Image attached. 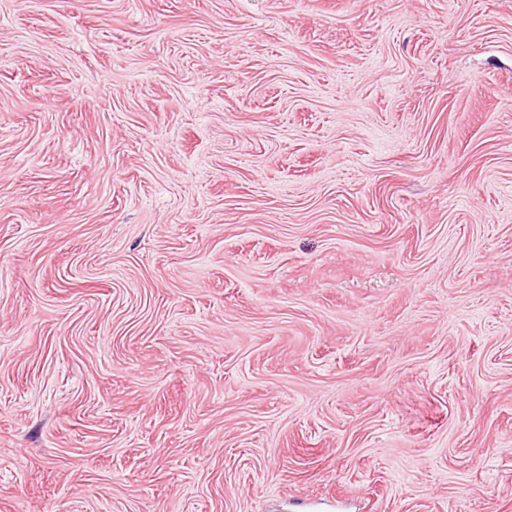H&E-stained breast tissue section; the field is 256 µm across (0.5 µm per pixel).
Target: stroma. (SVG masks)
<instances>
[{
	"instance_id": "35a3bbf8",
	"label": "stroma",
	"mask_w": 512,
	"mask_h": 512,
	"mask_svg": "<svg viewBox=\"0 0 512 512\" xmlns=\"http://www.w3.org/2000/svg\"><path fill=\"white\" fill-rule=\"evenodd\" d=\"M512 512V0H0V512Z\"/></svg>"
}]
</instances>
